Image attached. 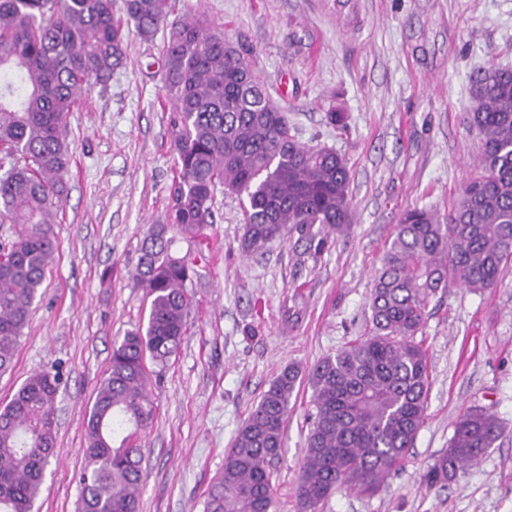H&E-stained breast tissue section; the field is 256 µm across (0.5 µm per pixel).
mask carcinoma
<instances>
[{"label": "carcinoma", "mask_w": 512, "mask_h": 512, "mask_svg": "<svg viewBox=\"0 0 512 512\" xmlns=\"http://www.w3.org/2000/svg\"><path fill=\"white\" fill-rule=\"evenodd\" d=\"M114 0H0V219L22 228L0 262V373L12 368L18 339L55 252L50 224L66 193L72 158L67 119L90 80L106 84L124 59L125 32ZM127 20L150 37L167 24L168 0H125ZM164 83L174 105L177 177L169 223L145 238L136 279L150 299L146 327L112 345L105 377L85 413V466L78 512H138L143 452L151 422L147 363L164 369L188 329L195 274L172 254L174 231L205 236L217 189L245 201L240 248L258 254L292 225L300 257L329 250L352 224L347 160L291 134L247 58L197 14L171 25ZM470 120L482 133L478 174L442 220L404 211L370 294L367 335L308 373L311 426L296 484L298 512H318L336 489H380L403 466L425 421L427 351L416 340L430 298L451 284L497 286L512 261V70L489 69L471 88ZM299 370L272 380L237 429L203 512H270V464L281 455ZM61 366L31 373L0 407V512H33L54 451V404ZM502 434L479 407L457 419L448 451L424 475L443 487L480 462Z\"/></svg>", "instance_id": "carcinoma-1"}]
</instances>
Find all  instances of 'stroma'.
I'll list each match as a JSON object with an SVG mask.
<instances>
[{
    "instance_id": "1",
    "label": "stroma",
    "mask_w": 512,
    "mask_h": 512,
    "mask_svg": "<svg viewBox=\"0 0 512 512\" xmlns=\"http://www.w3.org/2000/svg\"><path fill=\"white\" fill-rule=\"evenodd\" d=\"M204 16L246 50L302 144L344 156L353 226L299 267L294 230L258 254L240 249L242 201L216 192L203 241L176 238L195 263L188 331L162 377H150L152 424L139 512H202L235 433L271 381L299 368L284 448L271 466L272 512H298L295 489L312 410L308 371L370 328L373 276L399 216H447L476 175L482 135L471 85L512 68V0H170L169 18ZM167 29L129 32L124 64L86 88L68 117V196L55 213L54 261L0 374V406L26 377L63 361L55 457L38 512H75L85 464L84 416L114 339L148 320L132 277L151 225L167 221L174 114L163 83ZM342 113L346 130L330 124ZM429 355L425 422L406 463L374 495L335 490L320 512H512V264L497 287L453 286L431 298L421 334ZM495 414L502 437L446 487L426 489L464 410Z\"/></svg>"
}]
</instances>
